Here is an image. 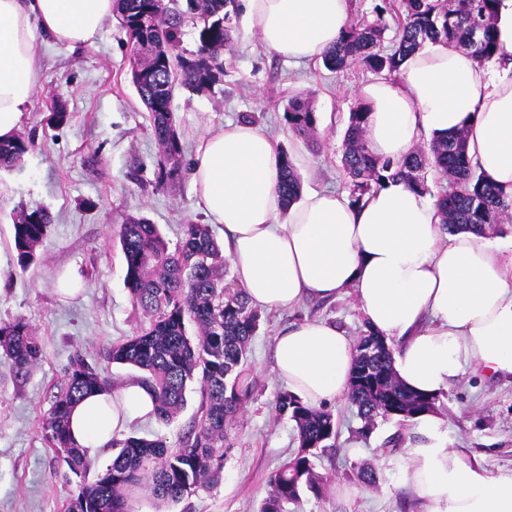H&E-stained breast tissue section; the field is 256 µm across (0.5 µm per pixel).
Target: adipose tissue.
Returning a JSON list of instances; mask_svg holds the SVG:
<instances>
[{
    "instance_id": "adipose-tissue-1",
    "label": "adipose tissue",
    "mask_w": 512,
    "mask_h": 512,
    "mask_svg": "<svg viewBox=\"0 0 512 512\" xmlns=\"http://www.w3.org/2000/svg\"><path fill=\"white\" fill-rule=\"evenodd\" d=\"M113 2L0 0V139L18 130L31 100L37 33L93 45ZM241 10L267 50L296 64L320 59L349 23L348 0H241ZM494 35V62L429 43L397 77L361 86L370 150L398 160L422 140L461 131L471 163L512 195V0H497ZM282 165L269 134L247 122L208 129L196 145L194 191L209 223L223 225L224 254L252 306L289 309L350 288L407 387L440 392L469 366L512 378V250L485 233L443 231L434 201L400 181L357 206L315 190L284 206ZM356 354L336 324L305 321L277 336L276 373L320 408L346 399ZM155 416L153 390L130 381L84 397L71 413V436L90 456ZM416 427L403 479L429 512H512V472L491 475L477 456L453 448L434 414Z\"/></svg>"
}]
</instances>
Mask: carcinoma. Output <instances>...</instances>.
<instances>
[{
  "label": "carcinoma",
  "mask_w": 512,
  "mask_h": 512,
  "mask_svg": "<svg viewBox=\"0 0 512 512\" xmlns=\"http://www.w3.org/2000/svg\"><path fill=\"white\" fill-rule=\"evenodd\" d=\"M115 0L116 18L128 42L145 55L131 56V68L147 61L148 76L132 81L149 114L159 153L154 164L155 186L173 183L183 169L181 141L172 99L177 87L208 92L224 76V50L231 48L230 9L236 0ZM495 0H404L405 15L395 21L392 49L381 48L388 25L373 22L349 25L336 46L327 51L323 65L330 71L361 67L377 75H391L410 54L428 42L445 41L470 52L480 62L498 52L494 37ZM192 24L196 50H179L182 25ZM368 108L359 105L349 113L342 162L350 178L351 204L381 188L388 180H401L422 194L431 193L425 174L434 170L448 183L436 195L444 229L473 228L480 232L512 222V198L472 165L466 138L458 132L435 137L424 147L398 161L382 159L369 149L365 130ZM66 105H52L48 124L69 122ZM284 120L296 133H317L316 112L310 98L300 94L288 101ZM33 141L18 134L0 141V168L22 163ZM283 180L279 186L285 206L301 195L300 175L287 152H282ZM53 216L45 207H22L13 218L16 265L22 271L39 262L38 249ZM125 261V285L148 318L137 334L112 345L108 361L143 372L140 381L155 393L157 418L169 422L186 405L187 383L199 379L204 403L197 429L177 446L163 436H130L112 440L118 452L97 480L79 483L65 504V512H131L129 491L139 489L160 502H177L206 488L218 478L224 457L233 444L228 430L251 391L240 383L249 345L261 323L258 309L245 292L228 279L221 244L207 224L184 225L181 245L170 250L159 225L144 216H129L117 231ZM0 350L15 373L30 371L42 356V338L23 317L0 322ZM114 381L76 356L42 418L41 434L54 458L78 475L86 470L85 455L69 436V412L85 395L111 390ZM349 403L363 422V430L377 418H390L396 407L402 423L436 409L438 396L404 386L393 366V351L371 329L363 331ZM276 410L295 423L297 448L289 460L268 479V494L260 512H288L306 493L319 498L327 479L315 471L314 458L336 446L334 415L313 408L299 397L282 391Z\"/></svg>",
  "instance_id": "carcinoma-1"
}]
</instances>
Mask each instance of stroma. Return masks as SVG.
<instances>
[{
    "mask_svg": "<svg viewBox=\"0 0 512 512\" xmlns=\"http://www.w3.org/2000/svg\"><path fill=\"white\" fill-rule=\"evenodd\" d=\"M232 26L234 44L224 54L223 83L207 95L180 89L173 98L186 156H193L208 128L239 122L247 113L278 149L288 151L303 190L348 192L341 164L344 134L350 111L360 103L357 90L371 80V72L359 67L332 72L319 61L296 67L266 50L244 28L240 14H233ZM35 52L39 77L20 124L34 145L19 167L0 170V322L24 317L42 336L44 352L23 376L0 356V512H62L79 480L54 461L40 433L41 418L74 356L120 383L140 376L138 369L106 359L113 343L146 322L124 283L116 236L123 219L147 217L173 246L184 224L206 221L189 172H182L171 188L155 187L157 144L130 80V48L116 19L104 22L94 45L71 48L41 33ZM301 92L313 96L315 145L288 129L283 118L289 97ZM56 98L66 102L71 119L51 128L45 117ZM23 204L43 205L54 217L39 248V264L25 272L16 265L12 226L14 211ZM66 266L76 268L84 281L83 293L68 299L55 289ZM306 318L335 323L355 339L365 329L348 291L330 301L307 300L289 311L263 312L242 376L252 395L230 432L233 448L218 480L165 505L133 491L132 512H258L270 474L297 446L293 422L275 409L283 386L274 371L273 345L284 327ZM186 399L172 422L138 423L130 435L164 436L178 445L199 422V381L188 383ZM330 410L339 422L338 439L316 461L330 487L319 498L304 495L288 512H425L401 475L415 428L380 420L366 433L348 401ZM436 413L453 447L479 455L490 473L512 470L511 378H489L468 368L440 395ZM398 432L404 436L400 447L386 446ZM362 464L376 469V486L353 483L352 472Z\"/></svg>",
    "mask_w": 512,
    "mask_h": 512,
    "instance_id": "1",
    "label": "stroma"
}]
</instances>
